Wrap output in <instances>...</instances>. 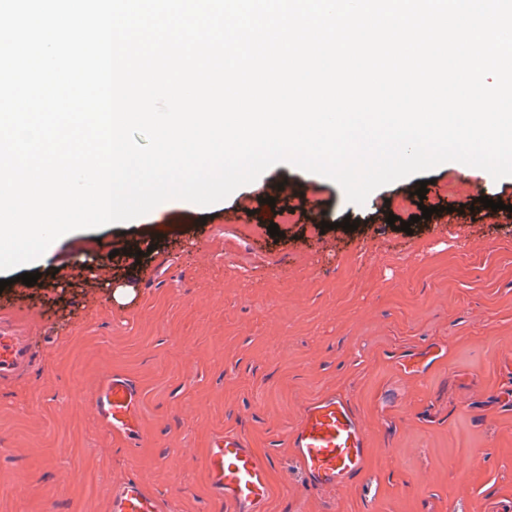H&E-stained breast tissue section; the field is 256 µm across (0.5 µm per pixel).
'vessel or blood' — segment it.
Segmentation results:
<instances>
[{
	"label": "vessel or blood",
	"instance_id": "vessel-or-blood-1",
	"mask_svg": "<svg viewBox=\"0 0 512 512\" xmlns=\"http://www.w3.org/2000/svg\"><path fill=\"white\" fill-rule=\"evenodd\" d=\"M273 195L286 201L289 211L304 216L306 224H316V212L309 204L310 186L286 184ZM480 195L475 188L461 197L432 188L427 199L433 206L456 208L471 206ZM136 251V243L111 241L100 246L97 258L118 266L129 262ZM19 294L15 285L0 291V379L16 376L29 361V339L15 305ZM86 402L112 440L133 449L143 445L141 391L132 379L120 372H107ZM287 448L292 466L316 491L350 486L366 472L370 457V440L357 403L333 391L319 393L302 404L288 432ZM203 469L213 498L224 502L226 512H270L276 494L272 460L253 448L246 434L227 429L212 435ZM106 512H166V505L142 483L130 479L112 490Z\"/></svg>",
	"mask_w": 512,
	"mask_h": 512
}]
</instances>
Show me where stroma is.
<instances>
[{
	"mask_svg": "<svg viewBox=\"0 0 512 512\" xmlns=\"http://www.w3.org/2000/svg\"><path fill=\"white\" fill-rule=\"evenodd\" d=\"M309 183L329 230L238 223L271 183ZM416 177L374 190L364 205L289 164L203 208L164 209L191 223L163 239L156 213L60 241L18 299L36 361L0 383V512H85L128 479L172 512H220L202 458L219 428H238L272 455L271 512H491L512 503V223L478 211L420 218ZM412 222L395 230L388 216ZM358 228H340L344 218ZM117 240L153 242L122 278L134 299L113 302L101 281L42 286L73 259ZM443 357L398 363L419 345ZM141 389L145 442L129 450L101 429L83 397L108 370ZM357 402L370 434L364 476L332 493L291 466L288 430L303 402L326 390ZM178 465H171V458Z\"/></svg>",
	"mask_w": 512,
	"mask_h": 512,
	"instance_id": "obj_1",
	"label": "stroma"
}]
</instances>
